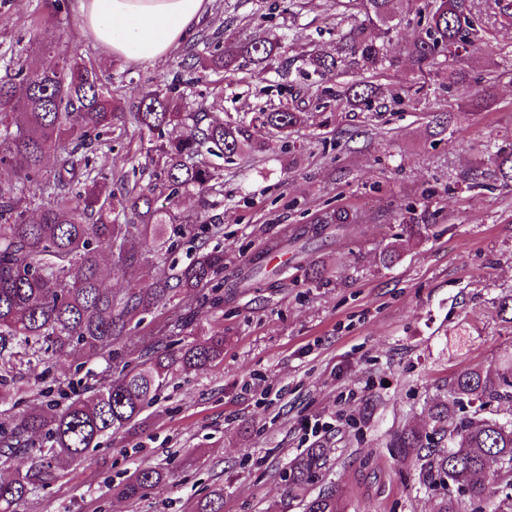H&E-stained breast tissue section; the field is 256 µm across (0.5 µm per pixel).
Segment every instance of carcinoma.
Segmentation results:
<instances>
[{
    "mask_svg": "<svg viewBox=\"0 0 512 512\" xmlns=\"http://www.w3.org/2000/svg\"><path fill=\"white\" fill-rule=\"evenodd\" d=\"M368 22L378 30L368 39L364 28L350 33L349 47L363 67L376 69L394 61L390 34L397 26L394 0H362ZM474 0H436L420 35L406 48L420 72L450 58L462 41ZM494 17L512 18V0H488ZM283 36L270 33L244 45L229 39L220 44L203 35L188 45L181 61L187 82L200 75L219 74L245 60L262 79L278 70ZM339 55L313 53L305 59L312 73L335 71ZM180 81L143 92L131 112H118L112 82L64 55L48 65L21 64L14 77L0 82V339L16 342L24 354L47 345L58 359L86 362L113 355L125 345L131 325L154 308L181 294L197 306L217 308L224 303V252L203 250L180 272H166V255L175 245L168 235L167 215L155 206V187L149 185L129 198L112 189V180L94 166V147L130 123L158 135L157 158L164 179L174 190L196 194L202 203L220 179L206 158L226 160L253 144L249 129L238 122H214L204 112L182 106ZM348 102L370 109L377 88L363 80L349 83ZM304 114L289 108L262 112L260 125L284 135L304 123ZM180 126L185 132L163 139L162 130ZM53 170L44 176L46 160ZM502 179L512 181V149L497 154ZM53 186V200L41 204L39 219H27L22 202L41 182ZM345 211L325 213L314 224L294 230L295 238L320 235L329 224H349ZM432 225L402 223L405 241L429 236ZM403 252L400 241L386 245L379 263L388 268ZM148 267V281L123 293L112 290V272ZM138 363L114 378L109 370L103 383L85 399L64 410L49 409L21 415L7 432L0 431V457L10 459L19 449L29 451L44 434L51 448L39 450L25 472L0 480V512L57 477L55 463L78 461L105 438L134 427L175 371H193L224 354V336L214 334L175 348L144 341L137 347ZM512 404V358L486 370H465L448 382L446 392L429 406L428 427H405L390 448L404 464L418 467L429 483L452 486L434 512H460L465 499L470 512H512V492L501 494L497 483L512 488V418L484 414L492 403ZM327 449L305 450L290 466L288 490L318 479ZM161 473L147 467L125 482L121 492L139 498L155 488ZM198 512H224V493L218 491L198 504ZM304 512H343L337 491L323 490L304 504Z\"/></svg>",
    "mask_w": 512,
    "mask_h": 512,
    "instance_id": "cac0c4a2",
    "label": "carcinoma"
}]
</instances>
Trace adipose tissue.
<instances>
[{
  "instance_id": "ef3b65f1",
  "label": "adipose tissue",
  "mask_w": 512,
  "mask_h": 512,
  "mask_svg": "<svg viewBox=\"0 0 512 512\" xmlns=\"http://www.w3.org/2000/svg\"><path fill=\"white\" fill-rule=\"evenodd\" d=\"M212 0H76L85 33L107 55L133 63L166 56Z\"/></svg>"
}]
</instances>
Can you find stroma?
<instances>
[{
	"label": "stroma",
	"mask_w": 512,
	"mask_h": 512,
	"mask_svg": "<svg viewBox=\"0 0 512 512\" xmlns=\"http://www.w3.org/2000/svg\"><path fill=\"white\" fill-rule=\"evenodd\" d=\"M43 12V0H0V80L19 52L47 61L30 40ZM366 21L360 0H212L192 37L281 33L283 67L261 81L246 66L225 71L219 86L203 79L183 87L187 103L214 121L266 105L304 112L305 121L286 136L252 127L265 150L225 163L207 202L158 185L156 205L176 223L201 213L221 228L204 242L178 237L166 269L180 271L203 243L223 249L230 278L268 241L281 246L254 285L196 309L191 330L174 339L223 334L222 358L171 375L134 430L61 464L53 483L12 512H196L217 490L224 512H304L325 487L339 490L344 512H433L446 494L397 464L389 447L396 431L427 425L431 400L458 372L512 356V322L497 314L512 295V182L494 163L498 149L512 148V20L474 19L483 39L459 46L466 77L453 89L446 64L416 75L402 56L383 70L349 60L345 74L307 76L308 53L334 51ZM47 34L58 51L110 75L126 110L158 77L173 76L183 54L178 47L146 64L109 57L70 2ZM356 78L380 89L371 111L347 105ZM153 146L130 125L94 161L135 190L150 180L141 164ZM333 210L349 211L353 223L295 239V227ZM409 216L432 233L382 267L379 252ZM136 362L124 349L87 366L46 352L16 358L0 381V428L84 396L106 364ZM313 445L328 448L325 469L315 484L287 491L293 460ZM143 467L165 481L126 499L122 484Z\"/></svg>",
	"instance_id": "1"
}]
</instances>
